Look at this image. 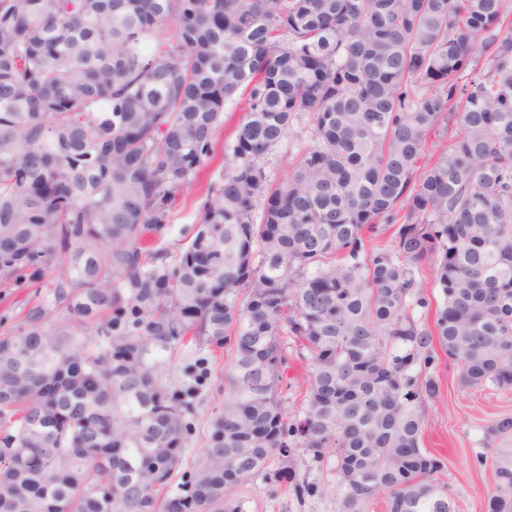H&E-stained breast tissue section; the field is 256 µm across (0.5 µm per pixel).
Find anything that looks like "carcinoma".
<instances>
[{"instance_id":"obj_1","label":"carcinoma","mask_w":512,"mask_h":512,"mask_svg":"<svg viewBox=\"0 0 512 512\" xmlns=\"http://www.w3.org/2000/svg\"><path fill=\"white\" fill-rule=\"evenodd\" d=\"M0 287L34 289L0 336V512H248L233 492L295 453L342 512H451L421 447L437 350L512 388V4L0 0ZM221 353L224 407L179 474ZM484 444L487 512H512L511 415ZM245 96L239 95L237 97V104L229 105L224 117V126L218 130L216 134L217 154L209 166H207L201 173V181L204 184L212 177L215 178L220 170V166L223 159L222 148L224 145V141L230 139L232 136V131L236 124L245 116L244 107ZM310 135V120L303 115L299 121H294L287 135L266 159L265 169L270 181L280 183L286 179L288 168L286 161L290 154L303 146ZM292 352L291 349L288 348V366L284 372V380L288 383V385L292 386V391H288V403L286 406L288 407L289 413H294L299 407V397L298 393L294 394V387L300 382L303 381L304 376L306 374V367L304 363L295 359L294 355H290Z\"/></svg>"}]
</instances>
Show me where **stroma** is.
Listing matches in <instances>:
<instances>
[{"mask_svg":"<svg viewBox=\"0 0 512 512\" xmlns=\"http://www.w3.org/2000/svg\"><path fill=\"white\" fill-rule=\"evenodd\" d=\"M309 135L308 117L293 123L267 158L265 169L270 181L279 183L286 179L288 157L307 142ZM434 376L440 392L427 404L421 444L444 458L446 468L442 479L449 488L452 512H486V492L494 483V473L491 466L478 465L476 457L486 451L483 444L486 426L501 415H512V388L462 387L457 366L445 359L440 360ZM223 405L224 366L219 363L201 410L197 434L182 456L183 466H190L197 460L209 421ZM282 466L281 460H273L272 473ZM272 473L243 488V495L250 500V512H340L341 504L335 492L300 503L283 493Z\"/></svg>","mask_w":512,"mask_h":512,"instance_id":"35a3bbf8","label":"stroma"}]
</instances>
